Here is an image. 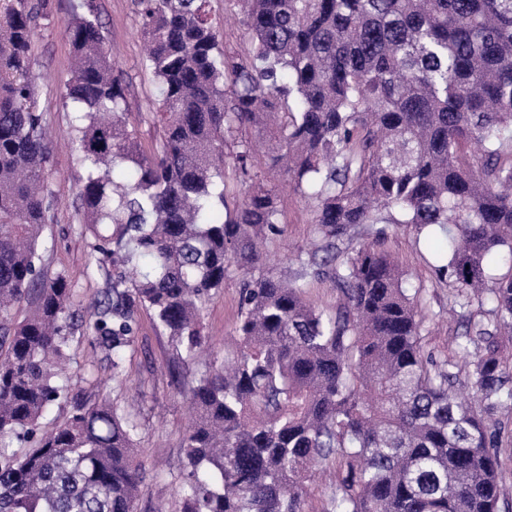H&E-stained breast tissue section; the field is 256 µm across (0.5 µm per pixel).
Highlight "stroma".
<instances>
[{"label":"stroma","mask_w":512,"mask_h":512,"mask_svg":"<svg viewBox=\"0 0 512 512\" xmlns=\"http://www.w3.org/2000/svg\"><path fill=\"white\" fill-rule=\"evenodd\" d=\"M73 0H48L50 25L36 39L33 67L38 75V100L46 127L54 143L53 162L47 179L56 193V205L42 231V253L48 273H65L72 284V300L79 312H87L94 299L107 286L104 272L97 269L93 240L86 234L78 210L81 169L77 146L72 138L71 115L66 112L61 93L70 77L71 58L64 24L72 11ZM106 35L107 51L125 78L130 109L129 119L138 130L145 151H153L159 139L155 121L159 90L144 60L143 42L132 0H94ZM214 17L221 26L226 50L249 55L252 45L242 23L239 0H211ZM280 222L284 233L265 245L266 271L293 272L290 252L308 249L314 238L313 208L310 202L291 192L281 197ZM381 238L384 248L406 272L409 288L418 292L424 315L421 344L426 353L441 359L458 361V345L463 326L448 313V285L435 273L426 250L415 243L407 224H363L337 240L339 250ZM243 270L230 268L224 288L208 303L204 321L212 356H205L183 373L171 374L172 353L166 336L155 327L148 313H141L140 328L134 345L127 352L125 376L116 381L112 367L91 335L76 331L68 351L67 369L72 391L84 393L95 401H109L138 413L142 425L139 459L144 479L138 512H155L165 506L167 512L178 508V477L182 471V442L191 422L187 397L194 374L211 362L232 359L234 331L240 316L239 291Z\"/></svg>","instance_id":"stroma-1"}]
</instances>
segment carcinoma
<instances>
[{
	"label": "carcinoma",
	"mask_w": 512,
	"mask_h": 512,
	"mask_svg": "<svg viewBox=\"0 0 512 512\" xmlns=\"http://www.w3.org/2000/svg\"><path fill=\"white\" fill-rule=\"evenodd\" d=\"M242 3L244 58L224 49L209 0H134L160 90L150 155L92 2L73 6L64 103L84 226L110 265L81 322L39 244L52 146L31 59L48 3L0 0V512H136L137 414L76 395L40 431L68 396L58 365L83 326L122 374L144 310L173 358L195 361L203 310L234 265L249 272L237 353L190 388L180 512H304L313 472L333 464L326 512H505L491 415L512 405V0ZM275 118L269 166L315 202L319 240L289 278L261 269L283 233L280 195L254 180L246 140L232 162L251 189L231 210L224 200L225 134ZM359 224L442 239L430 254L450 306L490 304L458 345L479 408L456 398L451 364L424 353L391 255L376 241L337 249ZM325 279L346 298L335 315L303 298Z\"/></svg>",
	"instance_id": "carcinoma-1"
}]
</instances>
